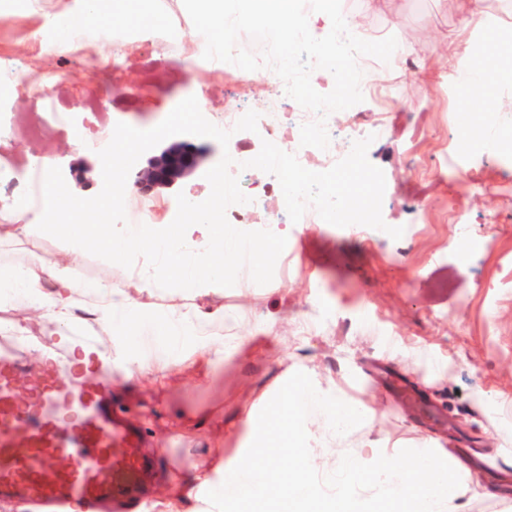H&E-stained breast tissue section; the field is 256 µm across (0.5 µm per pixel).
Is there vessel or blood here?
I'll use <instances>...</instances> for the list:
<instances>
[{
    "label": "vessel or blood",
    "mask_w": 512,
    "mask_h": 512,
    "mask_svg": "<svg viewBox=\"0 0 512 512\" xmlns=\"http://www.w3.org/2000/svg\"><path fill=\"white\" fill-rule=\"evenodd\" d=\"M17 361L0 358V499L44 512H138L166 456L144 449L139 431L113 416L107 391L71 394L63 365L52 363L29 381L20 401L12 383Z\"/></svg>",
    "instance_id": "vessel-or-blood-1"
}]
</instances>
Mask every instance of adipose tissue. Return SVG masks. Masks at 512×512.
<instances>
[{
  "instance_id": "obj_1",
  "label": "adipose tissue",
  "mask_w": 512,
  "mask_h": 512,
  "mask_svg": "<svg viewBox=\"0 0 512 512\" xmlns=\"http://www.w3.org/2000/svg\"><path fill=\"white\" fill-rule=\"evenodd\" d=\"M143 20L155 27L166 23L164 15L147 11L146 0H77L71 29ZM48 199L45 229L65 238L67 259L49 263L34 253L0 271V304L34 313L82 358L94 355L109 366L114 356H121L120 375L127 382L167 371L169 354L189 341L204 367L223 361L227 347L242 346L244 337L226 340L214 334L226 318L224 311L202 310L196 300L223 287L241 268L264 277L272 256L288 249L287 230L261 233L224 225L211 208L191 207L188 224H126L115 230L102 223L100 213L67 201L60 187H51ZM93 248L105 250L114 263L139 266L138 287L151 292L177 289L190 294L191 302L144 317L128 285L72 274L69 259ZM82 310L96 317L104 341L74 336ZM314 406L319 412L312 432L304 416ZM365 412L364 405L344 397L323 398L310 383L299 390L287 387L268 398L259 414L248 416L247 451L225 468L223 485H213L207 472L196 469L182 489L190 496L208 490L209 500L234 512H358L349 493L358 484L369 492L365 512H452L469 472L461 465L441 466L426 452L396 461L365 451L342 462L335 483L321 479L322 467L307 451L311 436L327 439L331 430Z\"/></svg>"
}]
</instances>
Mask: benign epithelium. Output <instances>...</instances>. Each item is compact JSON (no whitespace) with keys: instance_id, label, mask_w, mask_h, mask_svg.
I'll list each match as a JSON object with an SVG mask.
<instances>
[{"instance_id":"obj_1","label":"benign epithelium","mask_w":512,"mask_h":512,"mask_svg":"<svg viewBox=\"0 0 512 512\" xmlns=\"http://www.w3.org/2000/svg\"><path fill=\"white\" fill-rule=\"evenodd\" d=\"M209 161L208 149L174 140L136 173L133 186L142 192L167 187L204 169Z\"/></svg>"}]
</instances>
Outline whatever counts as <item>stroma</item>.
<instances>
[{
	"instance_id": "1",
	"label": "stroma",
	"mask_w": 512,
	"mask_h": 512,
	"mask_svg": "<svg viewBox=\"0 0 512 512\" xmlns=\"http://www.w3.org/2000/svg\"><path fill=\"white\" fill-rule=\"evenodd\" d=\"M71 2L29 0L26 10L0 19V75L20 88L30 72L53 74L56 107L83 123L86 137L77 148L63 130L31 140L23 128L39 112L38 100L19 92L0 102V209L22 194L19 172L43 160L75 203L100 200L106 189L93 142L105 126L146 139L126 158L127 176L174 138L212 152L211 170L133 194L128 211L175 224L186 201L211 204L227 148L215 128L225 111H261L269 77L245 81L219 66H188L192 22L183 0L158 3L179 33L127 39L122 30L106 29L54 51L47 41L53 16ZM342 6L361 38L395 36L400 53L415 63L410 71L374 74V85H396L395 93L333 115L337 154H345L347 133L357 129L362 167L383 178L372 190L373 220L297 223L282 204L283 167L264 162L267 145L254 132L240 134L243 161L227 181L235 194L261 199L241 222L289 227L288 251L265 279L239 272L199 304L233 314L224 335L249 334L252 342L209 369L179 355L160 381L146 377L122 390L117 371L100 370L91 383L116 393L124 418L170 458L151 512H167L176 479L190 467L222 482L225 465L244 453L248 411L300 376L368 409L338 447L311 448L326 469L369 445L403 454L426 448L477 473L457 500L459 512H512V194L485 189L512 184V112L500 113L498 138L461 153L460 112L469 101L456 91L446 60L469 17L473 36L489 24L497 42H512V5L484 0L477 17L473 0H342ZM198 98L202 122L170 124L171 113ZM459 167L469 170L470 182L457 180ZM492 214L498 223H489ZM65 247L59 236L21 234L0 242V266L32 253L54 260ZM73 264L86 280L127 282L138 274L98 249ZM270 321L274 333L259 334Z\"/></svg>"
}]
</instances>
